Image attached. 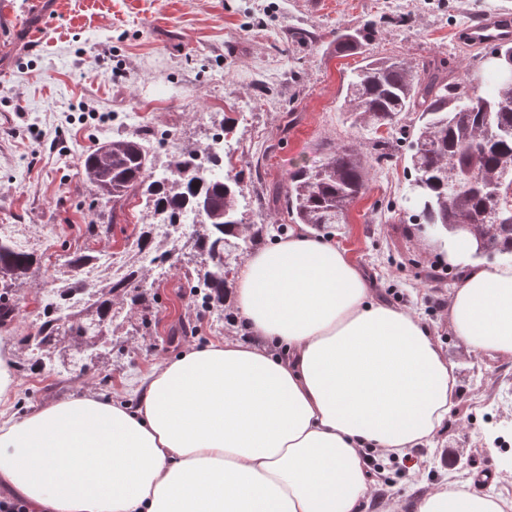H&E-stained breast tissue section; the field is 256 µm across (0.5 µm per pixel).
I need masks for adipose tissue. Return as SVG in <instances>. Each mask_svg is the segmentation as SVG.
Listing matches in <instances>:
<instances>
[{
    "label": "adipose tissue",
    "mask_w": 512,
    "mask_h": 512,
    "mask_svg": "<svg viewBox=\"0 0 512 512\" xmlns=\"http://www.w3.org/2000/svg\"><path fill=\"white\" fill-rule=\"evenodd\" d=\"M449 302L474 351L512 359V260H476ZM244 339L165 360L137 404L93 390L0 414V485L32 512H360L368 453L406 457L448 417L455 369L413 312L376 300L356 265L305 225L247 255L235 283ZM414 512H512L442 486Z\"/></svg>",
    "instance_id": "adipose-tissue-1"
}]
</instances>
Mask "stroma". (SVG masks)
Masks as SVG:
<instances>
[{"mask_svg":"<svg viewBox=\"0 0 512 512\" xmlns=\"http://www.w3.org/2000/svg\"><path fill=\"white\" fill-rule=\"evenodd\" d=\"M0 0V225L33 231L31 249L42 255L17 290L18 315L0 329L15 345L35 333L45 281L63 270L70 252L109 246L132 264L130 244L153 216L141 199L118 211L110 234L88 236L85 226L103 207L82 180V161L115 136L139 138L164 169L177 147L206 145L229 129L225 171L244 186L245 223L264 225L262 236L235 253L268 247L281 208L253 190L285 189L289 173L317 165L339 146L370 152L340 109L344 84L363 57L396 56L421 67L444 59L449 77L468 73L484 81L482 47L464 40L476 18L512 8V0ZM406 24H396V17ZM371 24L361 53L336 52L337 31ZM310 42H291L293 29ZM413 171L406 142L390 158L371 161L369 180L346 223L318 234L345 251L370 281L376 298L414 312L428 326L441 354L455 367V405L434 439L398 464L379 452V480L364 512L383 503L413 512L436 488L466 482L480 492L512 499V360L476 353L452 330L448 302L461 272L448 260L445 236L419 223L411 193ZM178 268L147 271L157 295L152 326L122 306L121 339L109 359L85 366L53 364L16 374L8 411H27L94 389L136 396L130 384L187 346L247 337L232 302L222 315L202 312L180 286Z\"/></svg>","mask_w":512,"mask_h":512,"instance_id":"stroma-1","label":"stroma"}]
</instances>
